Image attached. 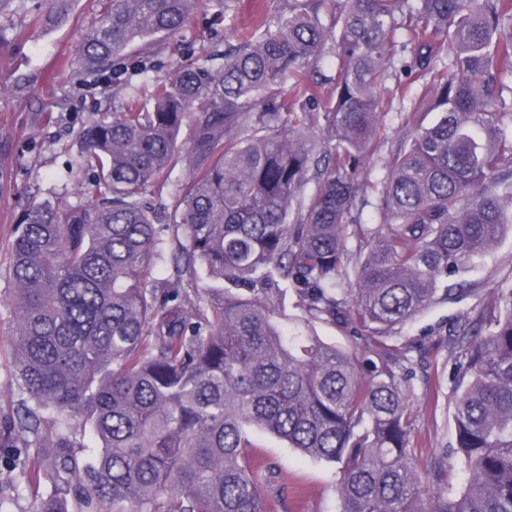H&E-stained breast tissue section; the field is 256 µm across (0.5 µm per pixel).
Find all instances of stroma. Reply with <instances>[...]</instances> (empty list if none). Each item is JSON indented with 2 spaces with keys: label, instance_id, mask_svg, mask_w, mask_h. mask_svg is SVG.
Instances as JSON below:
<instances>
[{
  "label": "stroma",
  "instance_id": "stroma-1",
  "mask_svg": "<svg viewBox=\"0 0 512 512\" xmlns=\"http://www.w3.org/2000/svg\"><path fill=\"white\" fill-rule=\"evenodd\" d=\"M264 0H198L191 21L173 38L172 48L124 61L121 77L127 95L146 81L165 79L185 65L223 49L228 26L243 28ZM38 0H7L0 7V294L8 287L6 268L12 231L20 215L35 201L63 205L90 203L92 175L74 180L71 168L81 152L80 132L99 107L112 106V93L82 69L80 45L97 14L98 0H71L69 20L32 28L29 13ZM24 38H17L18 30ZM470 294L461 302L432 304L396 327L390 343L412 341L425 349L403 389L410 414L412 440L423 458L455 443L453 392L463 356L448 348V328L469 313L479 295L490 288L512 286V235L467 276ZM14 316L0 304V414L12 413L20 400L7 341ZM248 458L263 462L268 480L264 496L268 512H337L336 470L324 461L302 456L287 443L261 430L249 432Z\"/></svg>",
  "mask_w": 512,
  "mask_h": 512
}]
</instances>
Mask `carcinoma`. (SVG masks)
Here are the masks:
<instances>
[{"mask_svg": "<svg viewBox=\"0 0 512 512\" xmlns=\"http://www.w3.org/2000/svg\"><path fill=\"white\" fill-rule=\"evenodd\" d=\"M68 2L29 24L66 22ZM194 2L103 0L85 73L166 47ZM329 58L324 92L313 74ZM397 63L423 83L401 93L405 136L369 186ZM112 98L120 111L80 133L95 202H35L13 229L22 398L0 420V464L44 490L31 512H266L251 428L333 464L338 512H512V288L448 332L469 377L455 489L447 452L422 465L386 344L512 233V0H289L224 51ZM183 162L174 210L157 211L149 196ZM369 191L373 227L353 215ZM317 323L364 335L381 366L362 376Z\"/></svg>", "mask_w": 512, "mask_h": 512, "instance_id": "obj_1", "label": "carcinoma"}]
</instances>
